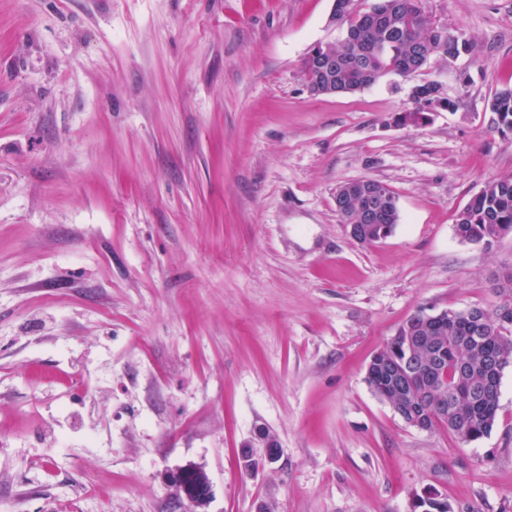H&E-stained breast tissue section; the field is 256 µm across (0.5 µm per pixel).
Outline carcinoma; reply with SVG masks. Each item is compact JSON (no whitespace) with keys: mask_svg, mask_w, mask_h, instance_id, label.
I'll use <instances>...</instances> for the list:
<instances>
[{"mask_svg":"<svg viewBox=\"0 0 512 512\" xmlns=\"http://www.w3.org/2000/svg\"><path fill=\"white\" fill-rule=\"evenodd\" d=\"M337 20L360 42H341L318 49L336 56V67L323 72L314 56L303 62L302 72L314 95L352 93L393 73L409 77L438 56L455 59L468 49L462 34L432 23L422 0H375L357 10L352 0ZM492 124L512 131V89L495 94L490 104ZM390 207L375 225L374 237L393 233L400 220L396 196L388 191ZM455 234L465 242L482 244L495 235L512 233V179H493L459 213ZM512 362V327L499 326L496 313L472 325L462 311L416 313L399 327L386 349L375 355L366 382L374 394L398 403V380L406 383L408 396L417 401L405 411L406 423L425 416L430 429L443 425L456 436L476 442L489 435L499 410L502 371L495 360ZM422 512H449L448 502L428 494L419 500Z\"/></svg>","mask_w":512,"mask_h":512,"instance_id":"carcinoma-1","label":"carcinoma"}]
</instances>
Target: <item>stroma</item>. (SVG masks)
<instances>
[{
  "label": "stroma",
  "instance_id": "35a3bbf8",
  "mask_svg": "<svg viewBox=\"0 0 512 512\" xmlns=\"http://www.w3.org/2000/svg\"><path fill=\"white\" fill-rule=\"evenodd\" d=\"M422 7L469 51L315 96L333 0H0V512H190L187 464L208 512H512V364L473 443L366 383L416 312L512 301V234L454 231L512 178V0ZM366 177L400 212L372 245L334 201ZM261 428L280 458L250 474ZM493 114L494 128H507L512 131V89H506L495 94L490 104ZM197 471L195 467L188 465L179 467L169 473L168 482L175 489L176 493L192 506V511L207 512L213 497L212 484L209 477L204 491L198 487L192 491V497L187 494L190 491L189 478L197 473Z\"/></svg>",
  "mask_w": 512,
  "mask_h": 512
}]
</instances>
